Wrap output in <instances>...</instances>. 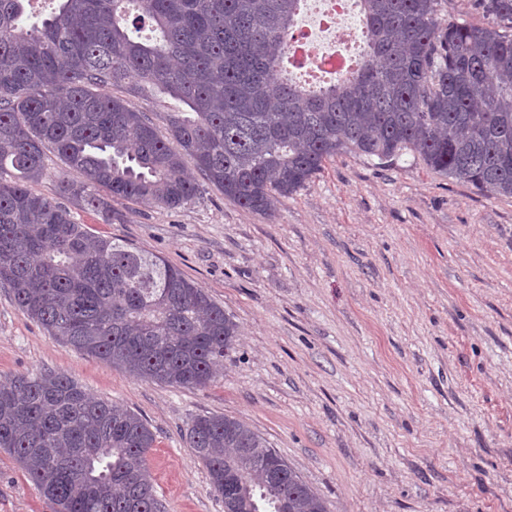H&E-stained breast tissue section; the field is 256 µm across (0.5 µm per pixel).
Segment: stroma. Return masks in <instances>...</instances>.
<instances>
[{
  "label": "stroma",
  "instance_id": "obj_1",
  "mask_svg": "<svg viewBox=\"0 0 512 512\" xmlns=\"http://www.w3.org/2000/svg\"><path fill=\"white\" fill-rule=\"evenodd\" d=\"M67 207L240 327L210 386L172 387L58 341L0 286V380L55 371L140 415L166 512H224L185 437L209 414L259 432L330 512H512V197L348 153L270 215L212 186L176 209L113 198L109 223ZM56 510L1 451L0 512Z\"/></svg>",
  "mask_w": 512,
  "mask_h": 512
}]
</instances>
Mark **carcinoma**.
Wrapping results in <instances>:
<instances>
[{"mask_svg":"<svg viewBox=\"0 0 512 512\" xmlns=\"http://www.w3.org/2000/svg\"><path fill=\"white\" fill-rule=\"evenodd\" d=\"M357 68L317 90L279 80L300 0H0V284L50 335L129 374L205 388L239 326L180 269L91 234L29 184L47 153L78 171L59 194L112 220L107 197L176 209L202 182L269 215L325 162L409 150L481 193L512 197V0L484 25L439 0H359ZM185 104L157 124L121 96ZM228 512H329L268 441L227 415L186 434ZM155 436L63 374L0 382V450L58 512H165Z\"/></svg>","mask_w":512,"mask_h":512,"instance_id":"carcinoma-1","label":"carcinoma"}]
</instances>
